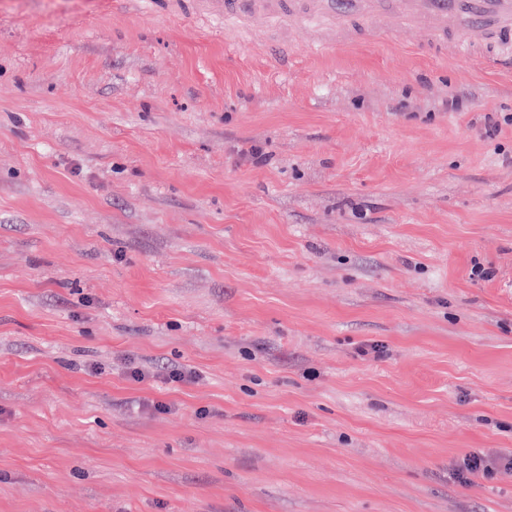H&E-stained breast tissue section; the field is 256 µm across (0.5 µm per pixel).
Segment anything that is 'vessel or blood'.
Wrapping results in <instances>:
<instances>
[{
    "label": "vessel or blood",
    "mask_w": 512,
    "mask_h": 512,
    "mask_svg": "<svg viewBox=\"0 0 512 512\" xmlns=\"http://www.w3.org/2000/svg\"><path fill=\"white\" fill-rule=\"evenodd\" d=\"M269 24L267 43L278 59L292 51L290 28H307L314 51L376 40L425 24L430 41L451 44L456 55L486 49L495 66L512 64V0H224V25Z\"/></svg>",
    "instance_id": "vessel-or-blood-1"
}]
</instances>
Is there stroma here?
<instances>
[{"instance_id": "1", "label": "stroma", "mask_w": 512, "mask_h": 512, "mask_svg": "<svg viewBox=\"0 0 512 512\" xmlns=\"http://www.w3.org/2000/svg\"><path fill=\"white\" fill-rule=\"evenodd\" d=\"M292 43L0 0V512H512V70ZM494 468H503L512 470V456L500 455L494 458H487L482 455H469L455 470V479L470 482V476H476L480 473L485 474Z\"/></svg>"}]
</instances>
